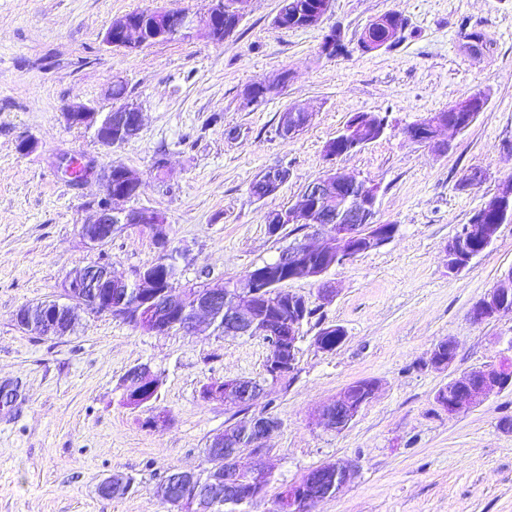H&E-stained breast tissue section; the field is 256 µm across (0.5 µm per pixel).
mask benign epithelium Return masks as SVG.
Returning a JSON list of instances; mask_svg holds the SVG:
<instances>
[{"mask_svg":"<svg viewBox=\"0 0 512 512\" xmlns=\"http://www.w3.org/2000/svg\"><path fill=\"white\" fill-rule=\"evenodd\" d=\"M210 11L198 16L188 10L176 11L175 36L189 37L195 33L207 34L210 31V19L224 11V0H212ZM393 16L386 13L370 22L365 28L364 50L382 47L399 35V28L392 22ZM120 34L125 44L137 49L146 42L140 36V30L129 25L122 17L115 19L108 27L105 42L112 44V36ZM486 100L481 96H467L450 105L448 112L437 115L426 124L408 126L403 130L411 141L446 147L448 143L439 141V131L444 129L452 133L466 130L482 111ZM70 125L85 126L94 131L96 139L104 146H112V127L130 140L135 137L142 124V112L128 103L112 107L101 114L86 103H76L64 112ZM308 121V113L296 108H289L281 113L280 128L293 138L299 134ZM385 126L378 125L377 117L366 114L358 119H351L348 124L328 142L325 147L329 159H335L334 153L341 155L359 150L372 142V137H382ZM104 198L98 206L93 220L81 225L80 233L86 243L92 247L101 246L112 239L119 230L128 226L143 227L152 233L165 227L166 218L154 210L114 207L116 201H126L121 194L112 193V169L102 175ZM379 187L366 181H357L347 177L338 168L330 167L327 172L312 180L305 188L302 203L282 211L268 214L269 224H306L313 235L321 238V244L312 247L298 241L288 246L280 259L278 268L273 271L277 277L286 280H301L309 277H322L330 267L312 266L308 257L312 254L325 253L332 257V264L343 266L357 255L374 250L394 237L395 232L382 228L374 222ZM325 203L333 208L329 213L330 223L322 224L316 219L315 210L310 202ZM512 208V184L503 183L488 198L483 209L500 213ZM499 227L492 224H464L460 231L448 243V270L457 272L464 268L472 258L467 245L470 241L483 238L493 242ZM123 282L131 288L130 300L125 308V315L136 321L137 326L165 333L179 328L187 333L194 328L200 313L213 316L219 304L229 299L233 305L224 310V322L234 335H262L276 342L267 359L269 379L266 383L249 388L239 393V380L229 379L224 385H217L208 390L203 397L222 402L251 403L254 398L266 390L267 385H275L296 372L298 354V327L301 322V305L290 300L288 314H278L269 322L260 325L255 319L254 285L250 278L237 283L236 293L222 284L205 285L192 289L189 300L174 296V289L162 285L160 276L145 266L121 280L112 276L110 269L100 272L95 268L77 266L71 270L62 283L63 296L74 302H43L39 305L38 315L24 307L16 314V322L22 328L34 327L43 336H63L74 324L78 309L92 313H113L111 288L112 283ZM512 292V268L505 271L495 285V290L476 301L470 311V319L476 324L493 320L502 313L512 312V305H507L508 294ZM456 355L455 345L445 339L437 342L431 351V363L438 367H447ZM512 385V366L498 365L493 368H474L463 372L450 380L436 393L437 403L450 415L464 413L489 396L499 393ZM375 384L371 381L355 382L344 387L332 402L322 406L317 414L318 423L326 429L340 432L347 428L357 417L364 403L371 400ZM279 426V422L253 417L244 424L246 437L238 446L251 451L250 457L266 452L265 441ZM323 472L333 473L330 490L339 491L355 474L351 465L320 466L307 472L303 478L288 485L278 497V512H306L309 504L322 498L319 476ZM185 492L173 502L176 512H210L211 505L205 503L198 492L193 490L197 483V473L181 472ZM264 473L255 471L250 462L245 468L226 466L224 468V485L236 492L237 487L250 484L262 485Z\"/></svg>","mask_w":512,"mask_h":512,"instance_id":"1","label":"benign epithelium"}]
</instances>
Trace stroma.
Segmentation results:
<instances>
[{
  "mask_svg": "<svg viewBox=\"0 0 512 512\" xmlns=\"http://www.w3.org/2000/svg\"><path fill=\"white\" fill-rule=\"evenodd\" d=\"M211 0H0V512H169L155 490L174 470L208 465L209 439L234 410L202 390L227 379H257L269 354L260 336L158 334L108 314H80L73 330L47 337L20 328L18 310L58 298L76 266L97 263L122 277L156 261L151 232L130 227L89 247L80 226L97 208V178L74 184L61 156L120 164L143 181L134 204L162 213L180 282L216 284L279 258L302 230L270 233L269 211L295 205L328 166L378 184L376 219L398 227L377 249L332 268L323 280L284 284L314 310L298 343L299 372L259 397L253 413L280 425L258 469L266 494L235 512H276L279 492L320 465L351 463L354 479L315 512H512V386L463 414L436 402L437 390L465 371L512 359V313L476 324L472 305L512 268V224L456 273L446 247L502 182L512 180V0H332L322 22L281 29L280 0H246L235 32L217 43L175 38L135 52L108 46L111 22L145 8L203 14ZM406 20L399 42L362 51L372 20ZM340 28L346 51L320 45ZM481 33L479 51L464 36ZM287 75L279 94L246 107L244 90ZM122 80L126 100L143 113L139 133L100 145L92 131L67 125L75 102L109 110L107 90ZM488 103L447 148L409 141L404 127L476 90ZM309 114L303 131L282 140L280 112ZM387 116L389 127L361 151L327 161L325 146L351 116ZM37 147L20 153L22 139ZM270 168L288 173L279 191L250 193ZM485 178L470 186L472 169ZM334 290L319 298L320 282ZM341 326L335 350L319 349L320 329ZM450 339L452 364L429 362ZM160 378L157 399L123 401L135 365ZM376 382L374 397L336 433L318 409L348 384ZM167 411L169 424L148 419ZM113 474L131 477L120 499L98 492Z\"/></svg>",
  "mask_w": 512,
  "mask_h": 512,
  "instance_id": "obj_1",
  "label": "stroma"
}]
</instances>
